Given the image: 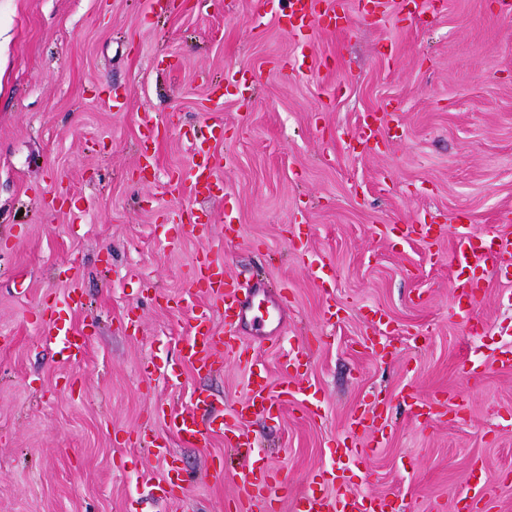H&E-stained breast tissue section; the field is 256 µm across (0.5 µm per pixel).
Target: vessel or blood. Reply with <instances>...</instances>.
<instances>
[{
  "instance_id": "1",
  "label": "vessel or blood",
  "mask_w": 512,
  "mask_h": 512,
  "mask_svg": "<svg viewBox=\"0 0 512 512\" xmlns=\"http://www.w3.org/2000/svg\"><path fill=\"white\" fill-rule=\"evenodd\" d=\"M318 0H288L287 17L291 23V32L300 34L312 30L319 17ZM196 169L191 193L199 189L219 188L220 183L214 178L211 159L203 145H196L193 154ZM455 257L465 263L470 270L466 280L458 281L455 288L458 292L459 305H471L477 292L482 288L484 275L488 271H496L507 275L512 273V239L487 231L459 237L455 247ZM197 287L206 289L213 305L193 314L191 333L182 349V360L199 373L211 372L221 365L225 356L237 353L239 345L235 335H216L212 324V313H220L226 327L232 329L254 306V296L241 293L236 287L226 286L223 279V262L216 257H208L197 265ZM64 340V349L68 358L78 359L86 352L89 340L83 333L70 326H61L50 322L46 343L53 344ZM304 386L282 389L280 396H272L269 381L265 375L258 374L251 381L249 397L242 401L235 410L237 417L243 418L254 413H270L279 408L283 399L304 393ZM214 408L209 397L197 396L188 406L172 413L169 420L170 431L185 446H196L204 443L209 435L204 428V419ZM224 443L236 449L246 464L242 480L257 495L265 496L267 512H278L281 497H267L269 488L279 485L280 479L276 472L255 458V443L250 434L237 428L224 431ZM331 480L326 471L313 473L306 490L288 503L290 512H398L395 502L385 495H366L360 498L328 493Z\"/></svg>"
}]
</instances>
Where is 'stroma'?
Wrapping results in <instances>:
<instances>
[{
  "label": "stroma",
  "mask_w": 512,
  "mask_h": 512,
  "mask_svg": "<svg viewBox=\"0 0 512 512\" xmlns=\"http://www.w3.org/2000/svg\"><path fill=\"white\" fill-rule=\"evenodd\" d=\"M256 12L255 0H0V512H229L245 491L220 429L237 424L292 496L332 468L339 492L458 512L483 470L488 512H512V371L494 364L512 351V278L488 273L466 319L451 284L470 271L448 261L468 231L512 237V14L443 0L415 20L355 16L343 32L316 26L303 56ZM239 70L245 88L215 96ZM366 112L382 132L363 140ZM216 124L223 191L188 195L194 145ZM183 211L205 229L181 226ZM424 223L429 241L406 237ZM205 252L262 310L282 284L290 303L276 332L242 319V355L199 375L178 349L190 304H209L194 283ZM322 262L336 269L327 294L312 275ZM57 313L89 334L84 358L43 342ZM292 352L320 413L298 397L237 422L251 372L279 386ZM201 391L219 412L186 447L166 414ZM441 392L459 413L414 416L408 394ZM356 413L386 423L383 446L360 432L362 462L336 455ZM156 436L171 457L148 451ZM172 466L184 482L162 503L150 490Z\"/></svg>",
  "instance_id": "1"
}]
</instances>
